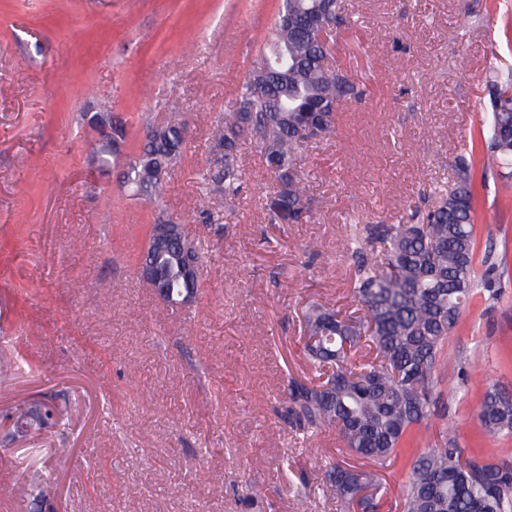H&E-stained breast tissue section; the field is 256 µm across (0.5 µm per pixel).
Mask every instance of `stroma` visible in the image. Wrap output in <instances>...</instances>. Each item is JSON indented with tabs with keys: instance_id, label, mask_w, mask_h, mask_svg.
<instances>
[{
	"instance_id": "1",
	"label": "stroma",
	"mask_w": 512,
	"mask_h": 512,
	"mask_svg": "<svg viewBox=\"0 0 512 512\" xmlns=\"http://www.w3.org/2000/svg\"><path fill=\"white\" fill-rule=\"evenodd\" d=\"M512 0H345L333 47L363 85L334 134L308 146V215L272 224L275 181L253 142L242 190L201 180L207 134L230 110L282 0H0V512H31L24 479L45 471L53 512H344L322 489L352 463L335 430L287 420L289 377L308 374V302L349 303L348 224L406 220L449 181L485 121L490 66L512 58ZM472 23L458 24L463 13ZM126 139L98 160V113ZM187 129L168 194L150 203L123 182L150 125ZM477 256L506 258L500 288H477L447 350L443 408L420 446L448 430L483 438L479 379L512 391V167L473 168ZM177 223L204 248L189 306L140 276L152 224ZM63 396L64 417L27 439L12 412ZM222 493H215V486Z\"/></svg>"
}]
</instances>
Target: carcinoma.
I'll return each mask as SVG.
<instances>
[{
  "mask_svg": "<svg viewBox=\"0 0 512 512\" xmlns=\"http://www.w3.org/2000/svg\"><path fill=\"white\" fill-rule=\"evenodd\" d=\"M264 47L237 89L233 108L213 126V157L202 175L207 191H240V146L250 138L278 182L267 204L272 224H293L306 212L307 189L297 173L306 142L301 132L329 138L340 103L360 100L365 90L339 67L323 63L330 48L324 30L347 25L342 0H283ZM512 64L494 67L487 80V134L480 135L484 171L512 162ZM186 129L147 130L142 151L129 158L126 181L152 203L166 195V177L181 159ZM473 159L460 155L453 185L415 207L405 222L351 224L344 250L353 262L351 310L312 303L303 314V342L313 378L288 381L286 413L302 430L336 429L347 454L372 469L326 471V490L342 506L376 509L385 491L378 472L395 465L419 438L422 425L437 416L443 378L463 374L445 353L448 337L478 284L491 289L507 267L486 263L477 279ZM188 247L197 266L204 256L186 233L171 237L168 251L155 256L174 290L183 288L177 257ZM476 420L483 433L512 434V396L482 386ZM57 405L42 413L21 408L16 421L27 427L53 420ZM401 487V512H512V454L473 451L466 455L448 431L433 446L408 455Z\"/></svg>",
  "mask_w": 512,
  "mask_h": 512,
  "instance_id": "1",
  "label": "carcinoma"
}]
</instances>
